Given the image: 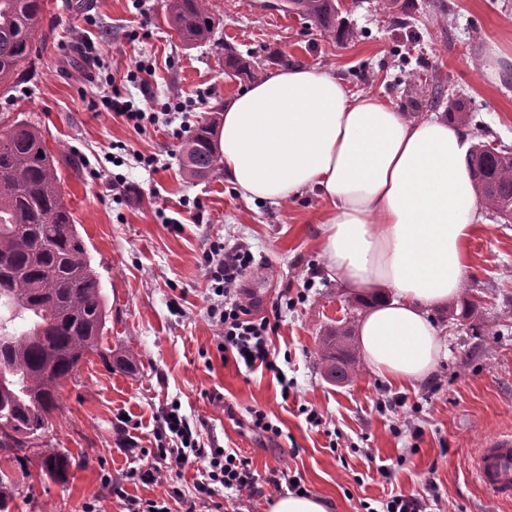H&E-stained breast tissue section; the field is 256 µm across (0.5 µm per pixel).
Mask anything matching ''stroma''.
<instances>
[{"label": "stroma", "mask_w": 512, "mask_h": 512, "mask_svg": "<svg viewBox=\"0 0 512 512\" xmlns=\"http://www.w3.org/2000/svg\"><path fill=\"white\" fill-rule=\"evenodd\" d=\"M341 8L354 35L337 42L266 0H212L214 36L189 49L166 23V0H46V49L11 94L0 93V122L20 116L44 132L107 296L104 345L133 351L137 361L118 371L92 355L64 382L46 439L87 459L67 482L36 459L0 451L12 512H82L88 502L98 512H128L136 499H162L168 512H185L196 494L195 467L179 478L145 475L157 454V417L174 400L201 423L203 438L240 449L263 482L248 500L220 490L203 512H265L275 469L300 477L332 512L376 510L391 493H416L428 482L436 501L427 512L441 503L447 512H512L470 472L484 437L512 431V224L488 220L470 243L460 299L432 309L448 357L431 377L399 388L362 360L351 382L336 386L322 376L319 339L364 307L323 270L321 195L309 191L279 208L247 203L222 170L188 177L170 127L138 133L101 109L102 96L115 89L139 102L177 97L189 104L192 129L244 87L225 73V50L253 56L267 72L282 53L326 69L351 92L387 99L406 117L435 113L512 148V0H406L394 15L380 11L378 0H341ZM139 61L154 71L145 89L125 77ZM118 142L160 154L161 168L113 167ZM116 170L132 186L120 204L109 189ZM213 240L248 247L260 264L245 288L259 314L278 319L272 347L294 382L289 398L272 374L247 371L217 350L202 260ZM303 290L307 299L297 302ZM465 300L474 304L466 317ZM302 405L320 410L326 428L311 426ZM253 409L266 412L281 435L253 430Z\"/></svg>", "instance_id": "1"}]
</instances>
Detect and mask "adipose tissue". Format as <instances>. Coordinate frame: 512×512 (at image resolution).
Wrapping results in <instances>:
<instances>
[{"label":"adipose tissue","mask_w":512,"mask_h":512,"mask_svg":"<svg viewBox=\"0 0 512 512\" xmlns=\"http://www.w3.org/2000/svg\"><path fill=\"white\" fill-rule=\"evenodd\" d=\"M474 141L305 65L269 73L224 108L221 168L234 191L278 207L316 190L328 203L324 269L365 301L358 345L390 384L424 380L448 355L430 312L460 295L485 227L465 165Z\"/></svg>","instance_id":"adipose-tissue-1"}]
</instances>
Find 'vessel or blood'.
<instances>
[{
    "mask_svg": "<svg viewBox=\"0 0 512 512\" xmlns=\"http://www.w3.org/2000/svg\"><path fill=\"white\" fill-rule=\"evenodd\" d=\"M471 473L493 499L512 501V432H499L481 443L471 462Z\"/></svg>",
    "mask_w": 512,
    "mask_h": 512,
    "instance_id": "b4317fda",
    "label": "vessel or blood"
}]
</instances>
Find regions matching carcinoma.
<instances>
[{
  "instance_id": "carcinoma-1",
  "label": "carcinoma",
  "mask_w": 512,
  "mask_h": 512,
  "mask_svg": "<svg viewBox=\"0 0 512 512\" xmlns=\"http://www.w3.org/2000/svg\"><path fill=\"white\" fill-rule=\"evenodd\" d=\"M44 0H0V89L15 88L45 43L35 28ZM288 12L338 41L349 38L340 0H288ZM166 20L188 48L208 42L215 19L210 0H167ZM260 63L224 53V71L258 79ZM216 121L204 120L180 149L182 168L203 178L219 166ZM474 187L499 222L512 221V149L479 141L467 158ZM54 157L38 127L15 118L0 137V450L34 451L42 470L66 482L72 457L42 440L60 409L63 381L90 354L126 371L134 352L103 347L107 299L72 212L60 191ZM318 357L323 376L343 384L354 374V328H330Z\"/></svg>"
}]
</instances>
